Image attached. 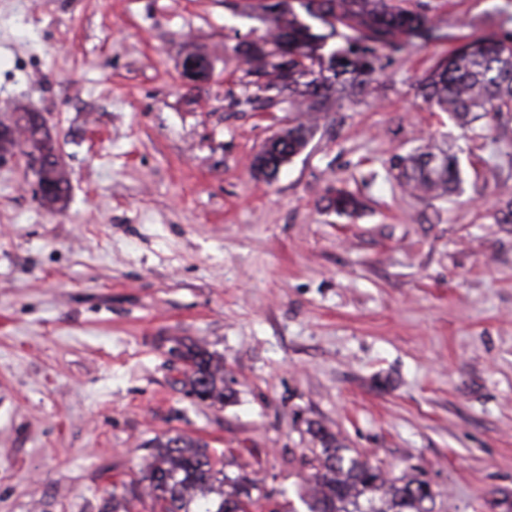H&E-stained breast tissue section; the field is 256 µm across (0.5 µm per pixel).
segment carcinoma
Instances as JSON below:
<instances>
[{
  "instance_id": "1",
  "label": "carcinoma",
  "mask_w": 512,
  "mask_h": 512,
  "mask_svg": "<svg viewBox=\"0 0 512 512\" xmlns=\"http://www.w3.org/2000/svg\"><path fill=\"white\" fill-rule=\"evenodd\" d=\"M270 28L257 41L241 46L248 73L265 101L288 94L298 112H328L360 92L358 76L373 71L371 58L381 48H394L397 33H428L427 17L403 10L392 0H275L259 5ZM358 33L366 42L361 55L349 58L353 48L327 47V41L352 38L337 26ZM429 103L454 117L461 126L490 112H512V44L496 37H481L440 60L420 82ZM29 132L23 148L29 155L52 159L47 170L53 192L41 198L51 210L65 209L68 181L56 141L42 125L23 117ZM312 126L298 122L269 138L255 158V169L272 178L285 161L307 145ZM392 168L412 190L435 198L455 192L461 182L456 155L427 145L392 161ZM327 207L347 214L360 201L343 190L328 197ZM177 358L184 363L189 393L222 405L224 357L195 342L177 340ZM320 444L305 456L311 470L305 504L308 512H429L424 502L433 499L429 485L404 475L389 480L383 471L358 453L345 448L328 430L308 428ZM150 460L143 470L152 508L160 512H260L265 494L246 476L231 477L216 467L208 445L186 435L158 436L150 444Z\"/></svg>"
}]
</instances>
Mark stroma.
Returning a JSON list of instances; mask_svg holds the SVG:
<instances>
[{
    "label": "stroma",
    "mask_w": 512,
    "mask_h": 512,
    "mask_svg": "<svg viewBox=\"0 0 512 512\" xmlns=\"http://www.w3.org/2000/svg\"><path fill=\"white\" fill-rule=\"evenodd\" d=\"M250 2L0 0V121L40 113L70 180L50 211L0 156V512H151L147 445L178 433L306 512L311 422L426 481L431 512H512V112L462 129L419 89L512 35V0H394L428 36L381 51L270 182L254 158L296 114L246 101ZM429 139L460 160L444 199L391 168ZM178 339L223 356L225 404L187 394Z\"/></svg>",
    "instance_id": "obj_1"
}]
</instances>
